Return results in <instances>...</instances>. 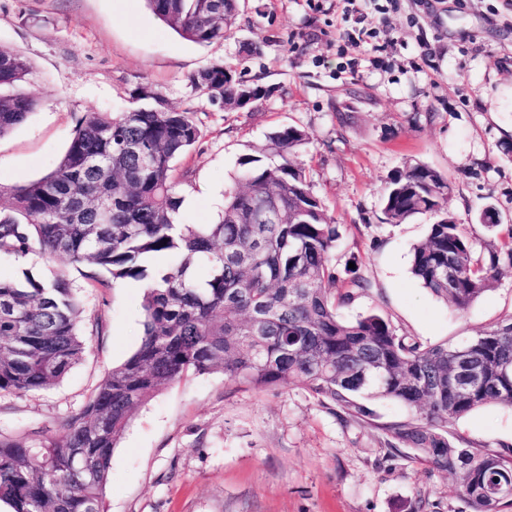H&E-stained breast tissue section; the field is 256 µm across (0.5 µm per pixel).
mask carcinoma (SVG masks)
I'll list each match as a JSON object with an SVG mask.
<instances>
[{"mask_svg":"<svg viewBox=\"0 0 512 512\" xmlns=\"http://www.w3.org/2000/svg\"><path fill=\"white\" fill-rule=\"evenodd\" d=\"M183 39L221 42L237 0H146ZM30 64L0 47V137L26 121L35 100L21 89ZM235 70L216 60L190 76L214 104L246 90L224 80ZM146 104L116 115L87 112L69 147L41 178L0 186V255L40 252L79 268L102 287L146 282L138 349L112 368L60 437L38 448L0 435V502L10 512H105L112 455L133 411L190 373L221 372L252 389L297 381L323 404L368 410L367 395L406 406L412 417L387 430L432 471L453 475L470 512H512V446L488 453L458 448L448 422L490 402L512 408V317L461 340L424 343L399 334L375 311L353 320L337 308L370 288L345 268L336 293L337 225L314 194L298 153L307 133L288 126L267 135L248 168L224 190L212 224L178 222L183 197L173 162L201 129L149 85L133 90ZM448 179L409 163L387 183L384 219L401 224L432 215L413 248L411 272L437 299L464 312L512 272V224L487 225L497 245L483 258L465 225L445 206ZM111 209L104 215L101 201ZM271 216L258 222L261 213ZM171 258L145 265L153 254ZM207 268L204 278L196 269ZM82 306L63 277L50 282L0 279V393L37 392L60 381L82 358Z\"/></svg>","mask_w":512,"mask_h":512,"instance_id":"cac0c4a2","label":"carcinoma"}]
</instances>
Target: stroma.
<instances>
[{"instance_id":"1","label":"stroma","mask_w":512,"mask_h":512,"mask_svg":"<svg viewBox=\"0 0 512 512\" xmlns=\"http://www.w3.org/2000/svg\"><path fill=\"white\" fill-rule=\"evenodd\" d=\"M0 46L30 63L28 119L0 137V186L36 180L65 154L84 113L130 107L136 86L191 110L202 136L175 161L180 220L208 224L240 163L272 130L310 136L308 179L342 233L337 267L357 257L368 291L339 309L378 311L424 342L458 340L512 317V273L465 312L424 290L411 250L433 218L384 222L383 188L419 162L451 186L447 208L478 252L494 238L478 220L494 206L512 224V0H238L223 42L200 45L165 27L144 0H0ZM220 59L264 96L213 105L192 73ZM69 280L83 307L86 350L57 383L0 394V433L25 445L58 434L108 371L138 347L145 284L104 288L40 253L0 255V279ZM358 419L303 384L252 390L223 374H191L133 413L113 452L107 512H468L456 480L392 453L403 405L365 399ZM461 448L512 446V408L496 403L448 423Z\"/></svg>"}]
</instances>
